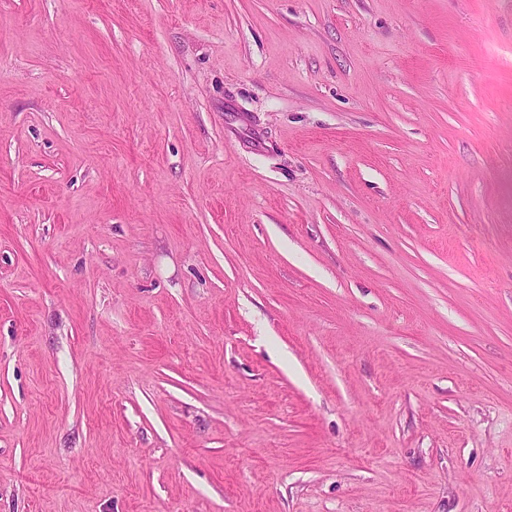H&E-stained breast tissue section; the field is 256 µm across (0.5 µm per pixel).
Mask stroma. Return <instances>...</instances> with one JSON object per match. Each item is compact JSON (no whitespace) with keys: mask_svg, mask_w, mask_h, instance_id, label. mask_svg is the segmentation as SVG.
I'll return each mask as SVG.
<instances>
[{"mask_svg":"<svg viewBox=\"0 0 512 512\" xmlns=\"http://www.w3.org/2000/svg\"><path fill=\"white\" fill-rule=\"evenodd\" d=\"M0 512H512V0H0Z\"/></svg>","mask_w":512,"mask_h":512,"instance_id":"35a3bbf8","label":"stroma"}]
</instances>
